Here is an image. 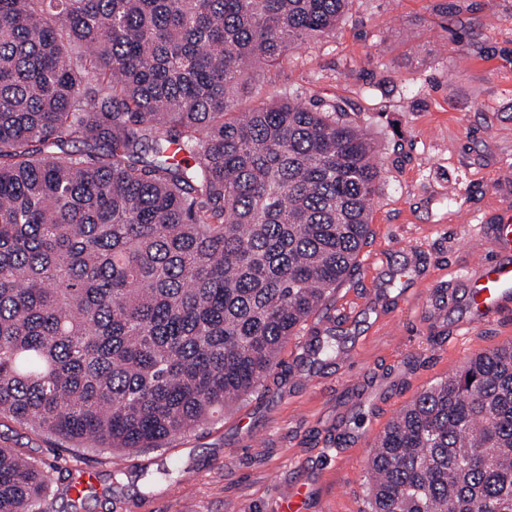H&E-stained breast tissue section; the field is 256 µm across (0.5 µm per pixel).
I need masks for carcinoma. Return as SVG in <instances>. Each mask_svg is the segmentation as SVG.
<instances>
[{"label":"carcinoma","mask_w":512,"mask_h":512,"mask_svg":"<svg viewBox=\"0 0 512 512\" xmlns=\"http://www.w3.org/2000/svg\"><path fill=\"white\" fill-rule=\"evenodd\" d=\"M350 3L0 0V418L155 449L262 385L354 270L381 168L345 104L258 86ZM47 494L0 447V512ZM362 512H512V343L386 427Z\"/></svg>","instance_id":"1"}]
</instances>
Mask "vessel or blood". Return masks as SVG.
Wrapping results in <instances>:
<instances>
[{
    "label": "vessel or blood",
    "mask_w": 512,
    "mask_h": 512,
    "mask_svg": "<svg viewBox=\"0 0 512 512\" xmlns=\"http://www.w3.org/2000/svg\"><path fill=\"white\" fill-rule=\"evenodd\" d=\"M495 258L472 271L460 273L468 288L470 324L485 323L512 302V210L503 212L490 228Z\"/></svg>",
    "instance_id": "1"
}]
</instances>
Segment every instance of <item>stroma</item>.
<instances>
[{"label": "stroma", "instance_id": "stroma-1", "mask_svg": "<svg viewBox=\"0 0 512 512\" xmlns=\"http://www.w3.org/2000/svg\"><path fill=\"white\" fill-rule=\"evenodd\" d=\"M262 82L302 103L345 101L374 139L382 180L358 264L256 393L166 447L62 449L0 420V446L44 462L49 512H278L291 485L306 486L307 512H362L376 436L422 390L512 342V310L463 332L455 280L492 258L478 228L512 208V0H353L332 36ZM331 335L335 359L306 354ZM172 462L177 476H162ZM75 464L96 474L77 511Z\"/></svg>", "mask_w": 512, "mask_h": 512}]
</instances>
